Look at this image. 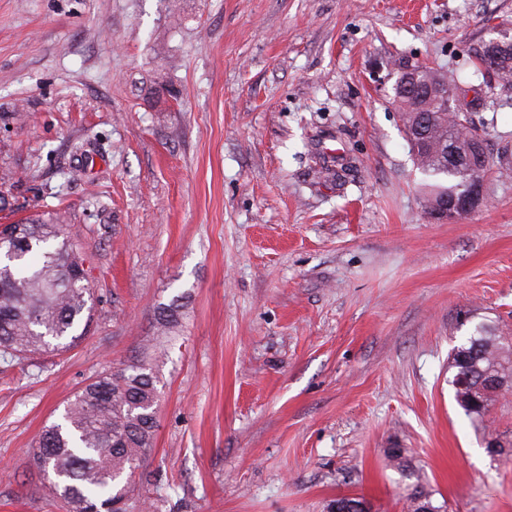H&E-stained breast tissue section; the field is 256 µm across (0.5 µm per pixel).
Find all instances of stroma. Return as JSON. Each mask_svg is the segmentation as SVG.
Here are the masks:
<instances>
[{
    "label": "stroma",
    "mask_w": 512,
    "mask_h": 512,
    "mask_svg": "<svg viewBox=\"0 0 512 512\" xmlns=\"http://www.w3.org/2000/svg\"><path fill=\"white\" fill-rule=\"evenodd\" d=\"M502 31L512 0H0V224L53 212L94 294L69 350L0 357V512H64L30 452L131 365L150 512H405L393 446L449 512H512V393L476 427L448 383L477 324L512 336V85H476L488 204L449 224L393 103Z\"/></svg>",
    "instance_id": "obj_1"
}]
</instances>
